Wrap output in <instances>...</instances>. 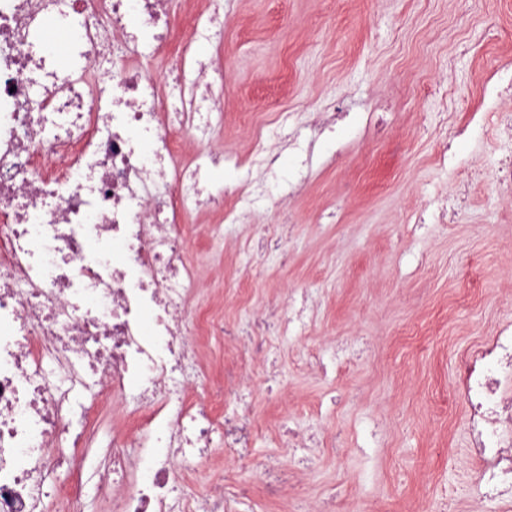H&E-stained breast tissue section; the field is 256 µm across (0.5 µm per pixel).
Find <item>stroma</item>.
<instances>
[{"label": "stroma", "instance_id": "1", "mask_svg": "<svg viewBox=\"0 0 512 512\" xmlns=\"http://www.w3.org/2000/svg\"><path fill=\"white\" fill-rule=\"evenodd\" d=\"M223 2L209 53L237 91L215 148L237 161L214 169L215 186L240 184L252 168L259 112L275 147L279 114L342 104L337 135L349 154L339 166L316 144L317 162L292 192L296 162L282 150L265 204L224 239L194 238L199 306L223 311L232 331L221 342L198 337L206 376L237 357L246 305L302 306L314 327L279 337L242 394L214 404L220 416L249 406L251 447L215 440L182 484L205 494L232 471L230 512H310L328 491L338 512H499L471 491L457 366L512 319V196L497 178L505 145L479 81L512 58V0L465 10L458 0ZM381 97L399 110L369 142L365 120ZM461 186L464 210L437 222ZM289 429L317 447L294 449Z\"/></svg>", "mask_w": 512, "mask_h": 512}]
</instances>
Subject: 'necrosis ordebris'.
<instances>
[{
  "instance_id": "4bbe7bcc",
  "label": "necrosis or debris",
  "mask_w": 512,
  "mask_h": 512,
  "mask_svg": "<svg viewBox=\"0 0 512 512\" xmlns=\"http://www.w3.org/2000/svg\"><path fill=\"white\" fill-rule=\"evenodd\" d=\"M72 22L67 66L41 49L46 17ZM175 37L170 0H0V512H41L46 489L69 512L84 496L112 512H224V494L185 502L178 476L222 418L198 399L200 283L184 226L194 209L236 224L257 198L212 191L211 149L234 88L213 66L208 29ZM170 62L147 68L161 46ZM483 93L512 149V73ZM222 393L303 310L253 312ZM472 424V490L512 504V321L459 365Z\"/></svg>"
}]
</instances>
